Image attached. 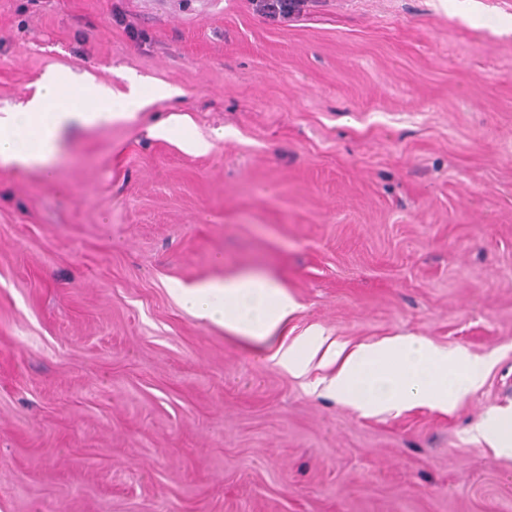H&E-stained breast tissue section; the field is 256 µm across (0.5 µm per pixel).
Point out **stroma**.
<instances>
[{
	"label": "stroma",
	"mask_w": 512,
	"mask_h": 512,
	"mask_svg": "<svg viewBox=\"0 0 512 512\" xmlns=\"http://www.w3.org/2000/svg\"><path fill=\"white\" fill-rule=\"evenodd\" d=\"M51 69L175 95L73 129L56 181L0 166V512H512L474 434L512 410V0H0V112ZM245 272L289 338L419 337L485 381L339 403L172 293ZM258 11L273 20H285L300 11L304 0H252ZM158 130L161 134L180 136L185 147L193 152L206 153L212 147V144L205 139L186 135L184 130L177 128V125L162 124Z\"/></svg>",
	"instance_id": "35a3bbf8"
}]
</instances>
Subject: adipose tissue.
<instances>
[{"label": "adipose tissue", "instance_id": "1", "mask_svg": "<svg viewBox=\"0 0 512 512\" xmlns=\"http://www.w3.org/2000/svg\"><path fill=\"white\" fill-rule=\"evenodd\" d=\"M128 82V91L118 95L62 71L45 74L30 101L0 114V165L37 168L46 180L55 181L64 136L72 126L103 125L145 105L148 94L140 81L132 76ZM174 295L196 319L264 344L271 359L287 371L303 372L309 360L326 353L337 363L328 395L367 412L411 403L445 408L484 382V369L474 360L448 355L411 336L350 352L319 333L288 340V322L298 304L276 281L260 274L205 281L175 289Z\"/></svg>", "mask_w": 512, "mask_h": 512}]
</instances>
